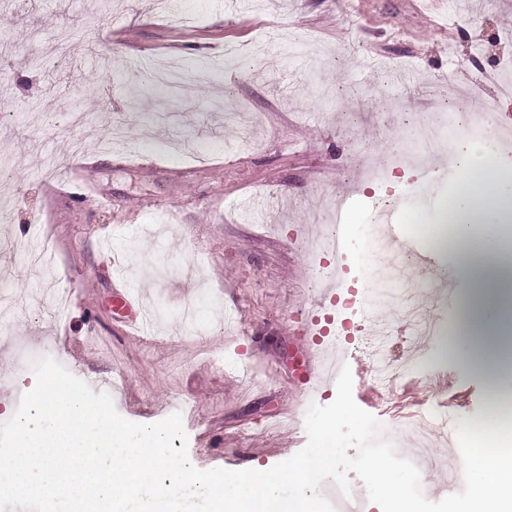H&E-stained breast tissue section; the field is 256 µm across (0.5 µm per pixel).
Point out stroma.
<instances>
[{
  "mask_svg": "<svg viewBox=\"0 0 512 512\" xmlns=\"http://www.w3.org/2000/svg\"><path fill=\"white\" fill-rule=\"evenodd\" d=\"M6 0L0 40L16 57L0 84V239H44L50 260L30 263L0 250L11 298L0 304V422L16 412L36 378L33 360L49 356L87 384L110 381L118 413L149 424L182 416L190 463L200 470L265 471L307 443L311 403L327 405L335 385L297 386L303 353L323 356L314 317L330 303L292 243L315 211L334 208L335 186L351 191L344 215V266L359 286L372 248L370 196L402 197L401 225L413 215L442 220L441 202L458 171L433 160L428 174L401 170L386 187L363 183L355 167L366 150L385 154L403 133L400 101L415 112H463L468 127L453 142L488 139L498 113L512 110V0ZM68 51L32 54L60 27ZM205 73L191 97L132 98L154 55ZM452 75L447 97L437 77ZM85 113L73 138L56 126ZM125 114V145L104 138ZM421 179L425 193L409 184ZM428 254L416 267L437 292L426 301L446 330L467 285L452 254L428 251L406 235L389 262ZM140 292L158 317L151 335L133 336L113 301L114 274ZM418 375L401 379L389 400L369 406L370 359L347 349L353 397L408 448V417L450 380L462 406L446 409L449 430L484 415L485 379L444 345L426 348Z\"/></svg>",
  "mask_w": 512,
  "mask_h": 512,
  "instance_id": "stroma-1",
  "label": "stroma"
}]
</instances>
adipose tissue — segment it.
<instances>
[{
    "label": "adipose tissue",
    "mask_w": 512,
    "mask_h": 512,
    "mask_svg": "<svg viewBox=\"0 0 512 512\" xmlns=\"http://www.w3.org/2000/svg\"><path fill=\"white\" fill-rule=\"evenodd\" d=\"M454 224H420L419 236L434 249L451 251L467 273L461 318L448 349L495 384L512 390V174L493 159L485 143H472L456 193L447 200ZM468 449L460 465L470 484L468 497L450 512H512V425L493 410L479 422L462 420Z\"/></svg>",
    "instance_id": "adipose-tissue-1"
}]
</instances>
